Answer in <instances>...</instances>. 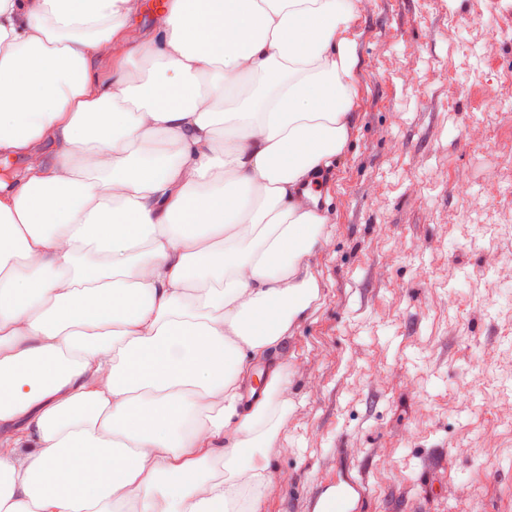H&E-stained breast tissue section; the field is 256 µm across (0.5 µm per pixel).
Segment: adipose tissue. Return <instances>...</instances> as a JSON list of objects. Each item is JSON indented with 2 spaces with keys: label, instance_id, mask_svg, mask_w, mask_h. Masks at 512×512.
<instances>
[{
  "label": "adipose tissue",
  "instance_id": "ef3b65f1",
  "mask_svg": "<svg viewBox=\"0 0 512 512\" xmlns=\"http://www.w3.org/2000/svg\"><path fill=\"white\" fill-rule=\"evenodd\" d=\"M0 0V512H257L357 0ZM110 62L109 74L99 65ZM151 0H141V9L138 15L129 23V30L133 36L132 40L120 48L121 53L129 52L135 45V37L145 31L156 27L162 18L160 11L151 13L148 11V2Z\"/></svg>",
  "mask_w": 512,
  "mask_h": 512
}]
</instances>
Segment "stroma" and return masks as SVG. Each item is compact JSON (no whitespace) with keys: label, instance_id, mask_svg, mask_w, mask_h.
<instances>
[{"label":"stroma","instance_id":"35a3bbf8","mask_svg":"<svg viewBox=\"0 0 512 512\" xmlns=\"http://www.w3.org/2000/svg\"><path fill=\"white\" fill-rule=\"evenodd\" d=\"M357 122L259 512H512V0H358Z\"/></svg>","mask_w":512,"mask_h":512}]
</instances>
